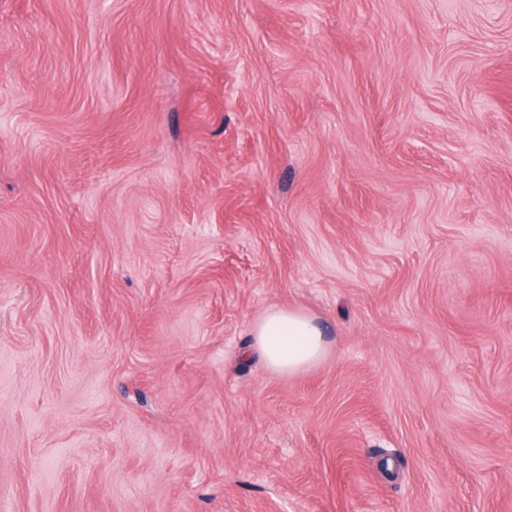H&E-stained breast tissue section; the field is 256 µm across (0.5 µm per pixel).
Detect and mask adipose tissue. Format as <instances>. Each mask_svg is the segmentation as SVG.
I'll list each match as a JSON object with an SVG mask.
<instances>
[{
	"label": "adipose tissue",
	"instance_id": "1",
	"mask_svg": "<svg viewBox=\"0 0 512 512\" xmlns=\"http://www.w3.org/2000/svg\"><path fill=\"white\" fill-rule=\"evenodd\" d=\"M251 351L279 375L295 376L318 366L328 343L315 317L290 308L267 310L251 327Z\"/></svg>",
	"mask_w": 512,
	"mask_h": 512
}]
</instances>
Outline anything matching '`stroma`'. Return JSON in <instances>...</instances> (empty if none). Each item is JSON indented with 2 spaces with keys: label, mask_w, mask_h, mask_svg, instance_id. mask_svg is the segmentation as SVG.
<instances>
[{
  "label": "stroma",
  "mask_w": 512,
  "mask_h": 512,
  "mask_svg": "<svg viewBox=\"0 0 512 512\" xmlns=\"http://www.w3.org/2000/svg\"><path fill=\"white\" fill-rule=\"evenodd\" d=\"M0 512H512V0H0ZM249 353L257 354L275 374L295 376L318 366L328 343L315 317L290 308H271L251 327Z\"/></svg>",
  "instance_id": "35a3bbf8"
}]
</instances>
